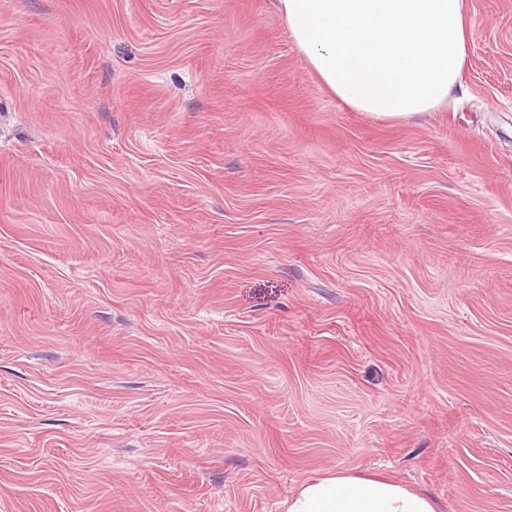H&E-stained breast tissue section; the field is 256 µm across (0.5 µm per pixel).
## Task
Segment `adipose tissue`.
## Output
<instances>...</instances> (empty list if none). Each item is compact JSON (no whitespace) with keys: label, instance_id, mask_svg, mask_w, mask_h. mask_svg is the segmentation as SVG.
<instances>
[{"label":"adipose tissue","instance_id":"1","mask_svg":"<svg viewBox=\"0 0 512 512\" xmlns=\"http://www.w3.org/2000/svg\"><path fill=\"white\" fill-rule=\"evenodd\" d=\"M306 66L354 111L405 120L461 86L469 0H274ZM284 512H436L434 501L376 475L303 482Z\"/></svg>","mask_w":512,"mask_h":512}]
</instances>
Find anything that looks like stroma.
Here are the masks:
<instances>
[{"mask_svg": "<svg viewBox=\"0 0 512 512\" xmlns=\"http://www.w3.org/2000/svg\"><path fill=\"white\" fill-rule=\"evenodd\" d=\"M376 121L271 0H0V512H512V0ZM284 512H437L434 501L376 475L327 473L298 486Z\"/></svg>", "mask_w": 512, "mask_h": 512, "instance_id": "35a3bbf8", "label": "stroma"}]
</instances>
